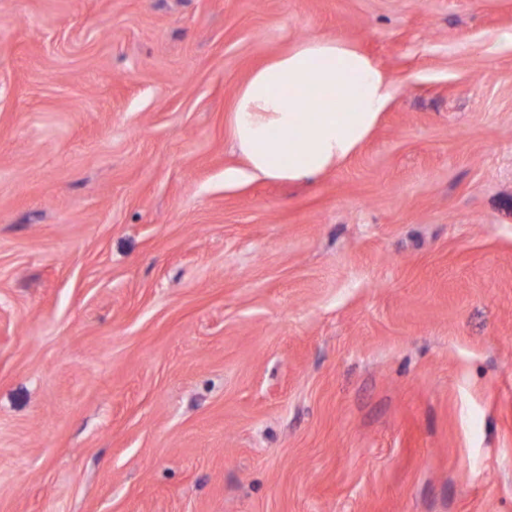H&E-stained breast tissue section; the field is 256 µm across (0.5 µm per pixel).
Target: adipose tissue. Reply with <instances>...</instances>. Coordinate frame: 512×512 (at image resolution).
<instances>
[{
  "label": "adipose tissue",
  "mask_w": 512,
  "mask_h": 512,
  "mask_svg": "<svg viewBox=\"0 0 512 512\" xmlns=\"http://www.w3.org/2000/svg\"><path fill=\"white\" fill-rule=\"evenodd\" d=\"M396 88L376 63L341 38L312 37L255 69L230 118L241 177L309 182L347 159L376 127ZM315 97L316 111L301 109Z\"/></svg>",
  "instance_id": "1"
}]
</instances>
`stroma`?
<instances>
[{
    "label": "stroma",
    "instance_id": "obj_1",
    "mask_svg": "<svg viewBox=\"0 0 512 512\" xmlns=\"http://www.w3.org/2000/svg\"><path fill=\"white\" fill-rule=\"evenodd\" d=\"M512 0H0V512H512ZM396 94L310 184L239 88ZM396 88L376 63L339 37H312L255 69L230 118L241 177L309 182L347 159L376 127ZM314 95V96H313ZM317 99L301 112L306 97Z\"/></svg>",
    "mask_w": 512,
    "mask_h": 512
}]
</instances>
